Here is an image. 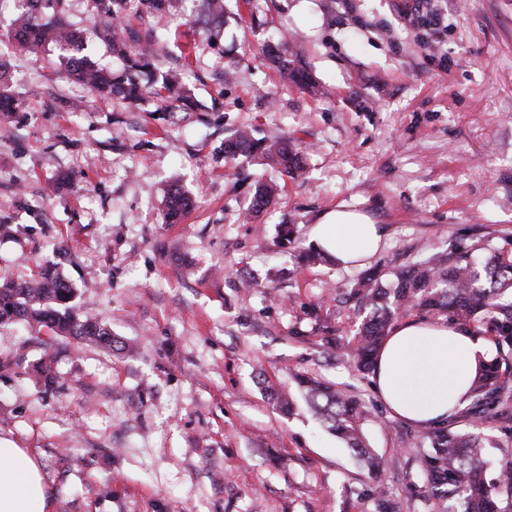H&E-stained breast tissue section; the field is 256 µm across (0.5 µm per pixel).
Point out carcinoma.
Listing matches in <instances>:
<instances>
[{"label":"carcinoma","mask_w":512,"mask_h":512,"mask_svg":"<svg viewBox=\"0 0 512 512\" xmlns=\"http://www.w3.org/2000/svg\"><path fill=\"white\" fill-rule=\"evenodd\" d=\"M29 2L25 14L12 19L8 39L12 52L26 54L39 48L58 50L64 75L92 94L132 105L150 104L156 112L176 107L194 110L198 102L175 70L155 65L156 36L122 30L115 22L126 17L131 0H87L93 19L78 28L68 19V0H17ZM174 0H136L143 14L165 12ZM198 21L214 36L224 19V0H195ZM108 47L121 61L116 70L99 66L84 54L88 43ZM262 56L285 79L305 89H315L309 74L299 66L298 53L271 44ZM22 106L10 81L9 67L0 54V116L11 118ZM245 154L248 162L275 165L292 179L305 174L301 149L289 139L267 141L242 128L224 142V155ZM279 187L261 178L254 181L253 216L272 205ZM168 218L178 220L192 206L191 196L179 187L167 193ZM300 261L321 264L330 258L309 246L299 248ZM75 288L53 265L37 267L30 278L0 283V325L14 321L33 322L56 336H70L110 350H128L98 321L79 313ZM349 300L364 315L355 347L346 359L360 374H369L376 353L395 320L407 312L444 315L462 329L487 334L495 354L474 380L466 404L448 425L425 436L426 447L417 456L431 496L448 503L444 512H512V453L503 458L495 473H489L482 452L488 437L484 424L495 417L499 430L512 439V250L482 236L466 247L452 246L443 252L400 269L371 268L354 280ZM308 407L326 428L350 449L367 474L379 478L383 461L369 447L364 426L372 417L361 399L310 377L296 376ZM465 423V430L457 424Z\"/></svg>","instance_id":"obj_1"}]
</instances>
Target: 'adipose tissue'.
Masks as SVG:
<instances>
[{
	"instance_id": "1",
	"label": "adipose tissue",
	"mask_w": 512,
	"mask_h": 512,
	"mask_svg": "<svg viewBox=\"0 0 512 512\" xmlns=\"http://www.w3.org/2000/svg\"><path fill=\"white\" fill-rule=\"evenodd\" d=\"M316 244L343 264L371 258L382 233L358 212L336 209L314 226ZM491 349V341L443 319L393 325L376 361L374 388L393 416L431 428L444 425L463 400ZM35 456L0 445V512H52Z\"/></svg>"
}]
</instances>
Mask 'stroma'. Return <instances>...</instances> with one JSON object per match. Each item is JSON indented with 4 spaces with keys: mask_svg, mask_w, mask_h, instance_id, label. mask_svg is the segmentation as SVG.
Masks as SVG:
<instances>
[{
    "mask_svg": "<svg viewBox=\"0 0 512 512\" xmlns=\"http://www.w3.org/2000/svg\"><path fill=\"white\" fill-rule=\"evenodd\" d=\"M397 2L227 0L214 46L189 5L129 13L164 42L161 68L196 44L184 79L197 111L94 99L52 52L11 58L26 104L0 136V280L59 265L81 313L136 347L0 326V442L35 455L54 512H375L382 491L400 512H430L424 429L343 360L359 324L335 296L358 268L300 264L278 235L291 221L308 244L326 212L359 211L383 233L370 263L387 268L478 227L512 241V0H425L411 15ZM294 38L323 94L263 60V43ZM244 124L299 142L306 176L225 157ZM254 176L284 190L250 222ZM172 184L196 201L178 224L164 221ZM49 356L48 391L32 370ZM299 373L372 407L382 480L304 401L274 409L266 386L295 390Z\"/></svg>",
    "mask_w": 512,
    "mask_h": 512,
    "instance_id": "1",
    "label": "stroma"
}]
</instances>
